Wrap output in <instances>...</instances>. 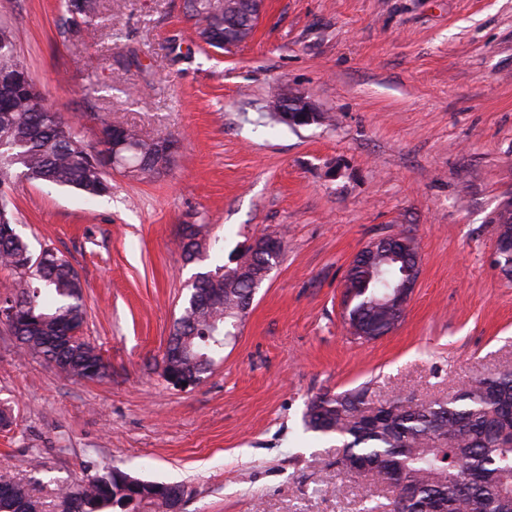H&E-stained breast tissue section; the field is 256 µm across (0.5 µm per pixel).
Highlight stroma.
Here are the masks:
<instances>
[{"instance_id":"obj_1","label":"stroma","mask_w":512,"mask_h":512,"mask_svg":"<svg viewBox=\"0 0 512 512\" xmlns=\"http://www.w3.org/2000/svg\"><path fill=\"white\" fill-rule=\"evenodd\" d=\"M59 14V0H13L0 19L48 105L85 141L106 119L179 153L158 178L113 172L94 201L9 188L32 248L79 272L82 335L108 369L70 377L0 323V408L16 419L0 430V478L44 512L59 486L113 467L181 484L182 512H365L335 436L305 427L314 396L367 386L420 404L512 369V277L496 264L512 205V0H266L224 56L190 48L183 0H100L97 37L79 46L59 40ZM130 49L142 69L124 67ZM92 79L102 90L84 97ZM284 86L324 120L272 118ZM184 224L209 225L227 264L264 233L284 249L223 359L179 390L162 360L197 270L177 246ZM401 232L421 265L405 316L355 340L349 266Z\"/></svg>"}]
</instances>
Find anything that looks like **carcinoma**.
I'll list each match as a JSON object with an SVG mask.
<instances>
[{
	"instance_id": "1",
	"label": "carcinoma",
	"mask_w": 512,
	"mask_h": 512,
	"mask_svg": "<svg viewBox=\"0 0 512 512\" xmlns=\"http://www.w3.org/2000/svg\"><path fill=\"white\" fill-rule=\"evenodd\" d=\"M99 0H61L57 35L64 43L94 39ZM187 14L197 40L224 52V0H190ZM0 69L23 77L0 92V265L15 274L13 333L21 347L67 369L80 379H101L106 364L91 343L58 349L53 336L82 329L87 310L83 282L68 259L50 246L40 249V276H28L35 251L17 230L12 202L1 192L25 175L26 180L73 190L92 201L112 191L107 169L113 165L112 134L124 136L118 167L135 179L153 178L158 163L156 140H146L132 127L102 120L94 143L78 136L74 121L47 104L45 94L18 58L10 31L0 25ZM281 252H239L230 267L214 262L197 273L195 285L175 320L171 335L186 337L179 366L207 368L223 358L235 336V323L251 296L255 278L272 268ZM241 271L227 276L224 269ZM401 262L381 259L372 270H348L345 285L363 291L349 315L375 329L388 309V297L401 282ZM308 428L336 435L342 451L336 464L365 468L378 486L397 491L385 512H512V370L477 377L445 399L415 404L393 396L373 401L368 389L312 398L305 413ZM130 474L118 468L97 473L76 485L61 487L58 512L73 502L82 512H170L162 482L137 480L140 500L123 509L124 483ZM0 512H42L40 502L19 484L0 479Z\"/></svg>"
}]
</instances>
